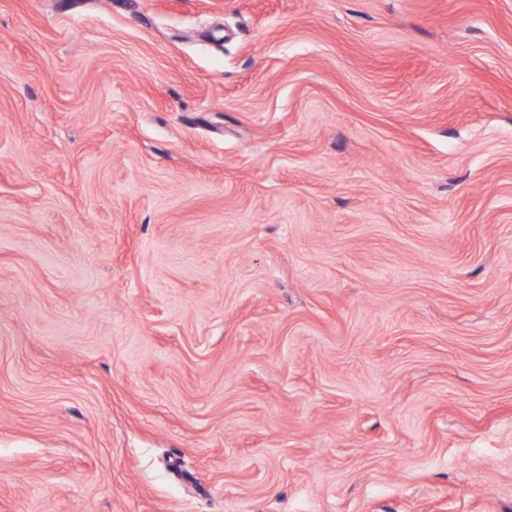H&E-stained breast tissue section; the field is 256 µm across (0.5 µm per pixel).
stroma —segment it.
<instances>
[{
  "label": "stroma",
  "instance_id": "obj_1",
  "mask_svg": "<svg viewBox=\"0 0 512 512\" xmlns=\"http://www.w3.org/2000/svg\"><path fill=\"white\" fill-rule=\"evenodd\" d=\"M0 512H512V0H0Z\"/></svg>",
  "mask_w": 512,
  "mask_h": 512
}]
</instances>
